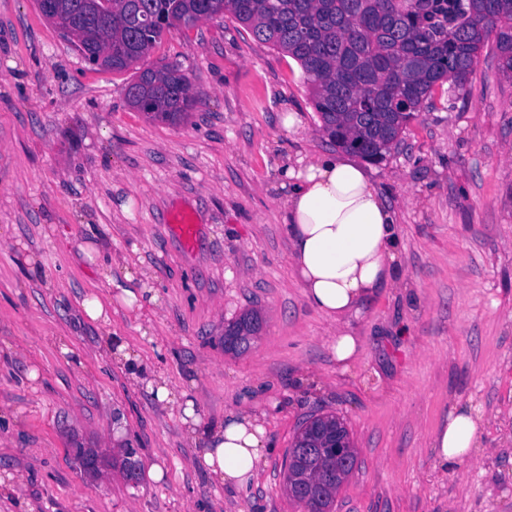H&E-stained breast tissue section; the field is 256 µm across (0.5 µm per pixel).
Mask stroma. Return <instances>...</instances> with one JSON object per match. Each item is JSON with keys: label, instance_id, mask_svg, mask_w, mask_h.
Returning <instances> with one entry per match:
<instances>
[{"label": "stroma", "instance_id": "stroma-1", "mask_svg": "<svg viewBox=\"0 0 512 512\" xmlns=\"http://www.w3.org/2000/svg\"><path fill=\"white\" fill-rule=\"evenodd\" d=\"M168 63L202 97L177 124L124 96L138 68ZM311 97L295 60L227 17L171 30L112 72L91 69L35 0H0V512H304L285 490L288 449L328 412L357 453L334 512H512V80L485 47L465 87H437L368 168L399 226L405 285L350 320L360 352L346 372L284 227L282 170L336 150ZM176 210L192 240L168 223ZM123 285L157 305L125 307ZM95 296L109 324L85 316ZM250 310L260 333L225 352V326ZM158 375L206 423L260 417L270 452L247 489L196 466L208 440L147 389ZM468 398L489 423L445 473L432 441ZM117 447L136 449L138 481L89 475L72 455Z\"/></svg>", "mask_w": 512, "mask_h": 512}]
</instances>
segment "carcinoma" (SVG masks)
<instances>
[{
	"label": "carcinoma",
	"mask_w": 512,
	"mask_h": 512,
	"mask_svg": "<svg viewBox=\"0 0 512 512\" xmlns=\"http://www.w3.org/2000/svg\"><path fill=\"white\" fill-rule=\"evenodd\" d=\"M41 14L90 65L112 52V70L146 56L163 35L231 16L253 36L302 66L321 130L337 147L377 161L401 142L423 103L445 82L462 88L481 50L495 40L502 74L512 78V0H50ZM132 108L177 123L200 95L179 66L146 69L125 87ZM247 312L227 331L256 334ZM297 435L288 449L290 498L307 512H332L351 469Z\"/></svg>",
	"instance_id": "carcinoma-1"
}]
</instances>
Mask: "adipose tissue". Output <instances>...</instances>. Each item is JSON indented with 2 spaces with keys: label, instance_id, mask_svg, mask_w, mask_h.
I'll return each instance as SVG.
<instances>
[{
  "label": "adipose tissue",
  "instance_id": "1",
  "mask_svg": "<svg viewBox=\"0 0 512 512\" xmlns=\"http://www.w3.org/2000/svg\"><path fill=\"white\" fill-rule=\"evenodd\" d=\"M284 202L291 263L308 304L332 322L360 317L367 300L397 285L399 229L385 199L357 162L320 155L284 172ZM157 400L181 406L191 433L209 446L199 459L218 484L237 490L252 482L268 453L257 418L230 415L210 425L167 382L147 383ZM488 420L481 405L456 402L434 438L442 470L455 469L480 447Z\"/></svg>",
  "mask_w": 512,
  "mask_h": 512
}]
</instances>
